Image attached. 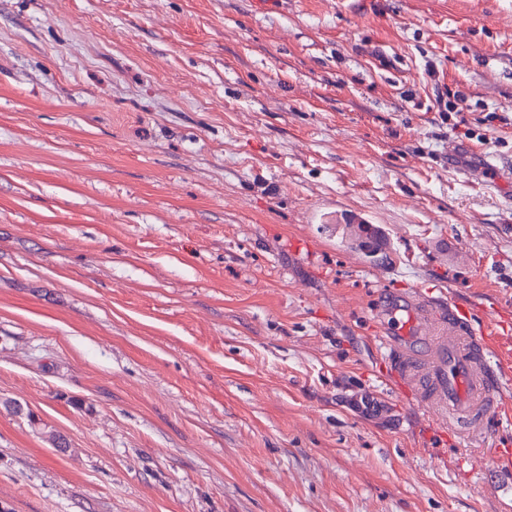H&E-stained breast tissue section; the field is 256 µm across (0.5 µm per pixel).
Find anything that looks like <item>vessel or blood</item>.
I'll return each instance as SVG.
<instances>
[{"label": "vessel or blood", "instance_id": "vessel-or-blood-1", "mask_svg": "<svg viewBox=\"0 0 512 512\" xmlns=\"http://www.w3.org/2000/svg\"><path fill=\"white\" fill-rule=\"evenodd\" d=\"M387 315L379 339L391 375L446 417L450 432L487 435L512 413L502 393V379L512 373V335L496 329L484 310L452 302L432 318L402 298L389 301Z\"/></svg>", "mask_w": 512, "mask_h": 512}]
</instances>
